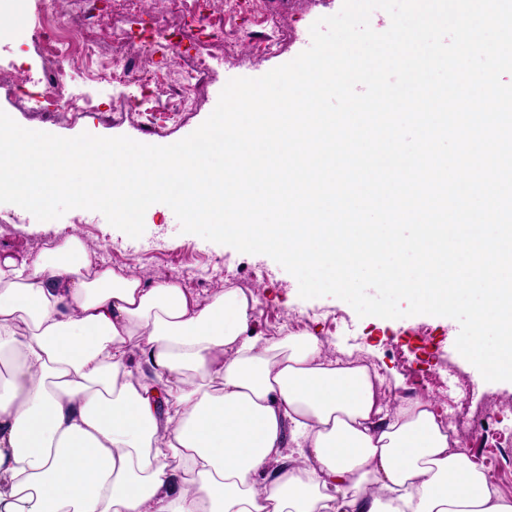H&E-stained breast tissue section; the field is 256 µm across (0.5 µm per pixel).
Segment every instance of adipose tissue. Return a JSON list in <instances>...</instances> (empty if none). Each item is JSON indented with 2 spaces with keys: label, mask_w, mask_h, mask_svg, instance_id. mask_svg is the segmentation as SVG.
I'll use <instances>...</instances> for the list:
<instances>
[{
  "label": "adipose tissue",
  "mask_w": 512,
  "mask_h": 512,
  "mask_svg": "<svg viewBox=\"0 0 512 512\" xmlns=\"http://www.w3.org/2000/svg\"><path fill=\"white\" fill-rule=\"evenodd\" d=\"M91 254L0 255V512H512L432 401Z\"/></svg>",
  "instance_id": "ef3b65f1"
}]
</instances>
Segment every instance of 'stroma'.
Returning a JSON list of instances; mask_svg holds the SVG:
<instances>
[{"label":"stroma","mask_w":512,"mask_h":512,"mask_svg":"<svg viewBox=\"0 0 512 512\" xmlns=\"http://www.w3.org/2000/svg\"><path fill=\"white\" fill-rule=\"evenodd\" d=\"M342 0H252L240 14H233L230 0H213L212 25L237 23L238 34L214 45L209 70L188 66L197 40L194 34L178 33L175 52L157 49L150 56L140 48L153 40L147 15L164 16L165 0H142L132 16L116 13V34H128L122 50L140 58L143 65L160 76V88L116 87L107 83L89 85L75 77L68 88L98 100L97 112L27 111L44 86L30 82L13 91L0 89V110L19 125L61 137L87 132L94 136H127L151 145H170L196 130L215 108L229 79L257 78L293 60L311 44L309 28L318 18L337 13ZM58 11L72 16L76 0H0V14L16 17L15 25L0 37V69L22 63L39 68L41 47L30 39L31 30L44 13ZM184 85L189 89L179 111L157 112L153 106L158 90ZM145 231L131 238L108 223L99 212L73 209L51 221L37 220L13 204H0V251L35 255L54 247L69 234L81 236L100 257L102 265L128 268L154 283L168 279L171 266L191 270L229 272L248 280L258 304L252 309L259 332H267L271 319L289 315L308 318L310 333L328 338L340 351H355L383 375L389 389L399 395L415 393L434 401L439 412L455 409L465 400L467 425H474L489 409V397L505 406L497 414V429H512V382L489 384L479 380L478 370L456 351L460 332L457 321L445 317L417 315L399 319L358 317L346 302L324 296L304 299L296 278L272 258L244 254L234 248L182 232L171 208L157 203L146 211ZM483 470L489 482L504 496L512 497V439H504L495 451L484 452Z\"/></svg>","instance_id":"stroma-1"}]
</instances>
